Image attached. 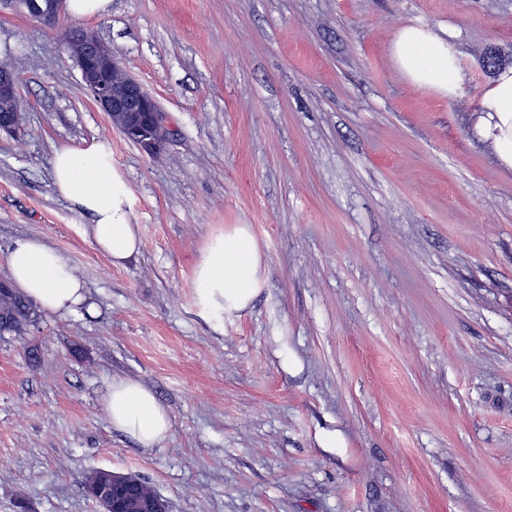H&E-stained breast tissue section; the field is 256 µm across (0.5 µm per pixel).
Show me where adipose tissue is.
<instances>
[{"label": "adipose tissue", "mask_w": 512, "mask_h": 512, "mask_svg": "<svg viewBox=\"0 0 512 512\" xmlns=\"http://www.w3.org/2000/svg\"><path fill=\"white\" fill-rule=\"evenodd\" d=\"M455 28L410 23L399 27L392 43L395 65L415 86L452 98L461 90L465 72L454 41ZM481 135L493 139L500 159L512 167V67L501 69L478 104ZM52 185L90 221V237L114 265L138 254L141 240L133 222L135 197L112 160L108 142L84 148L56 149L51 161ZM6 263L9 278L43 312H72L84 299V285L69 262L41 240H17ZM261 268L256 240L247 225L210 241L195 270L197 293L208 308L241 310L256 294ZM108 418L118 430L131 433L143 447L165 439L171 428L168 410L141 383L113 381L105 401Z\"/></svg>", "instance_id": "1"}]
</instances>
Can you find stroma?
<instances>
[{
	"label": "stroma",
	"mask_w": 512,
	"mask_h": 512,
	"mask_svg": "<svg viewBox=\"0 0 512 512\" xmlns=\"http://www.w3.org/2000/svg\"><path fill=\"white\" fill-rule=\"evenodd\" d=\"M415 19L457 27V97L395 68ZM62 23L112 45L171 138L128 142L57 31L0 0L26 129L0 132V258L39 239L88 295L0 336V512H101L96 469L169 512H512V167L476 129L512 0H112ZM103 139L142 240L121 267L52 186L55 148ZM240 224L260 287L207 311L196 264ZM118 378L168 408L158 446L112 427ZM139 479L140 482H138L134 474L114 471L107 472L106 484L112 485V491L114 488L115 490H118L138 483L137 495L129 502L128 508L130 510L127 512H146L143 509H145L149 504H152L155 500L161 498L146 480L141 477ZM149 507L154 506L149 505Z\"/></svg>",
	"instance_id": "35a3bbf8"
}]
</instances>
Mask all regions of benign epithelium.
Instances as JSON below:
<instances>
[{
    "label": "benign epithelium",
    "mask_w": 512,
    "mask_h": 512,
    "mask_svg": "<svg viewBox=\"0 0 512 512\" xmlns=\"http://www.w3.org/2000/svg\"><path fill=\"white\" fill-rule=\"evenodd\" d=\"M66 0H49V4L33 14L45 26H55L65 15ZM64 50L77 64L87 91L102 111L112 118V126L125 139L141 150L159 153L169 138L166 117L155 99L137 80L126 77L123 63L112 46L89 29L64 42ZM21 83L19 73L0 66V100L18 95ZM138 483L135 475L107 472L106 484L122 489ZM90 498L103 512H119L117 498H109L108 490L98 489Z\"/></svg>",
    "instance_id": "1"
}]
</instances>
